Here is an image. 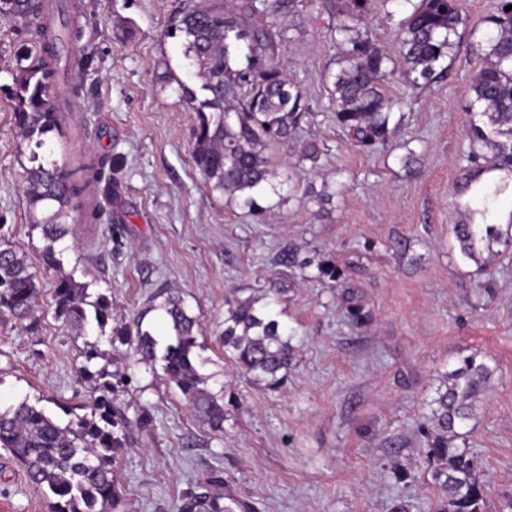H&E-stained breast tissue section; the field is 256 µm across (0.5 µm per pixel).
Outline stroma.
I'll use <instances>...</instances> for the list:
<instances>
[{"instance_id":"stroma-1","label":"stroma","mask_w":512,"mask_h":512,"mask_svg":"<svg viewBox=\"0 0 512 512\" xmlns=\"http://www.w3.org/2000/svg\"><path fill=\"white\" fill-rule=\"evenodd\" d=\"M77 40L89 66L75 125L49 134L68 154H108L118 171L97 204L105 220L75 216L60 270L45 268L43 240L27 219L21 184L29 150L14 123L11 71L28 40L0 21V236L24 254L42 289L37 321L0 314V404L41 402L58 419L81 413L91 385L82 366L110 375L112 403L127 424L114 512H177L185 491L219 476L224 494L252 512H436L438 491L420 431L441 375L467 356L494 375L462 441L487 480L488 512H512V251L483 267L464 258L452 233L467 164V128L480 107L470 91L477 46L497 0H463L465 21L442 78L416 88L396 74L386 94L403 99L386 145L361 150L328 110L334 54L325 36L341 0H299L282 54L288 77L313 111L288 147V188L255 217L211 191L192 160L196 113L182 86L199 89L182 38L168 29L186 0H76ZM320 148L316 159L300 145ZM335 188L323 201V187ZM289 249L306 270L278 261ZM344 276L322 278L319 266ZM112 304L106 327L78 331L54 313L59 276ZM357 289L372 321L348 323L340 294ZM180 292L199 318L196 363L224 402L213 432L163 374L111 343L113 329L143 320L159 342L167 330L151 305ZM278 294L295 358L282 385L244 373L224 354L225 301ZM97 356L86 360L87 343ZM0 449V512H51Z\"/></svg>"}]
</instances>
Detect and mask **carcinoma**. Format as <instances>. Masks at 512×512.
<instances>
[{
  "label": "carcinoma",
  "mask_w": 512,
  "mask_h": 512,
  "mask_svg": "<svg viewBox=\"0 0 512 512\" xmlns=\"http://www.w3.org/2000/svg\"><path fill=\"white\" fill-rule=\"evenodd\" d=\"M406 8L398 22L395 54L373 38L368 18L373 0H347L344 19L330 28L329 40L337 49L338 69L330 74V105L336 123L355 136L359 147L371 150L386 143L394 101L384 89L393 74L392 64L401 60L414 86L429 83L446 71L443 63L455 47L454 37L463 24L461 0H399ZM47 0H0V17L25 25L30 44L16 54L12 109L20 135L32 145L22 192L28 219L40 230L44 246L43 265L60 264L56 245L71 233L68 219L83 210L86 200L97 197L108 181L112 160L104 157L73 159L65 169L51 161L40 162L37 150L44 137L62 129L67 113L57 111L63 68L59 61L55 30L41 23ZM512 0H499L488 22L494 33L480 44L481 65L471 83L480 104L482 123L470 122L471 147L489 154L468 153L472 164L484 160L485 170L505 172L494 189L480 195L488 201L512 185ZM297 0H269L263 7L256 0H191L181 13L171 35L185 37L184 57L193 75L201 79L205 98L184 88L187 104L197 113L192 152L195 167L207 186L237 201L248 213L265 212V197L279 194L288 181V164L274 161L276 151L296 138L312 108L302 89L287 74L281 55L287 28L268 21V15L286 17ZM488 206L461 212L453 232L461 253L488 266L500 255L499 245L512 249V225L489 222ZM84 285L70 277L54 288L55 315L82 330L88 324ZM40 285L26 256L12 245L0 244V308L19 322L35 311ZM162 301L150 307L161 311L170 329V341L157 356V340L142 329L112 332V343L133 345L144 361L161 358L167 379L174 383L192 409L211 430L224 431V404L205 386L195 362L194 329L198 319L183 297L169 289L159 293ZM347 320L367 325L356 291L346 289L341 297ZM224 353L244 372L272 387L287 377L294 357L291 334L276 310L278 300L267 294L226 301ZM94 319L103 327L111 316V303L101 296L93 304ZM492 370L474 356L443 376L430 403L426 428L425 462L441 500L438 512H487L485 484L477 462L466 448L455 445L457 428L474 418L476 401ZM81 379L94 383L89 412L63 424L42 407L24 399L0 410V448L21 465L29 480L47 487L57 497L53 512H108L117 505L114 477L116 454L124 447L125 419L112 406L111 383H99L98 373L88 367ZM223 481L216 476L183 494L178 512H248L249 505L231 500L224 505Z\"/></svg>",
  "instance_id": "1"
}]
</instances>
